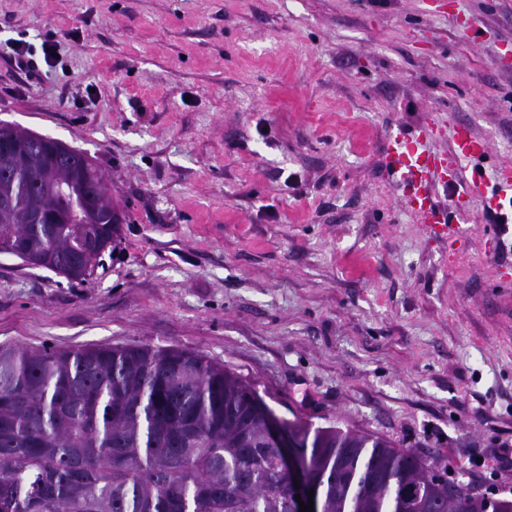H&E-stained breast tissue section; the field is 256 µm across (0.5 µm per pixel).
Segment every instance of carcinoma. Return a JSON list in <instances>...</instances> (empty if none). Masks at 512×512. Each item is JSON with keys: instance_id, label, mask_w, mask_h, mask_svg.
<instances>
[{"instance_id": "carcinoma-1", "label": "carcinoma", "mask_w": 512, "mask_h": 512, "mask_svg": "<svg viewBox=\"0 0 512 512\" xmlns=\"http://www.w3.org/2000/svg\"><path fill=\"white\" fill-rule=\"evenodd\" d=\"M112 200L108 176L44 154L0 178V247L81 261L51 219V186ZM198 352L137 345H0V512H295L267 438L271 408ZM319 486L321 512H512L436 476L415 453L359 431L286 422Z\"/></svg>"}]
</instances>
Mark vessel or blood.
Returning a JSON list of instances; mask_svg holds the SVG:
<instances>
[{"mask_svg": "<svg viewBox=\"0 0 512 512\" xmlns=\"http://www.w3.org/2000/svg\"><path fill=\"white\" fill-rule=\"evenodd\" d=\"M447 134L451 149H439L438 141ZM488 152V144L469 126L458 124L448 131L439 122L423 121L389 139L384 163L394 188L425 229L453 246L468 239L462 220L470 203L497 211L512 193V169H498L495 179L486 178ZM448 185L456 188L453 203L436 202L438 187Z\"/></svg>", "mask_w": 512, "mask_h": 512, "instance_id": "vessel-or-blood-1", "label": "vessel or blood"}]
</instances>
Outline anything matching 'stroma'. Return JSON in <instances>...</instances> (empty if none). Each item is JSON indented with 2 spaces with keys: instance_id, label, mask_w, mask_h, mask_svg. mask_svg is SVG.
I'll use <instances>...</instances> for the list:
<instances>
[{
  "instance_id": "stroma-1",
  "label": "stroma",
  "mask_w": 512,
  "mask_h": 512,
  "mask_svg": "<svg viewBox=\"0 0 512 512\" xmlns=\"http://www.w3.org/2000/svg\"><path fill=\"white\" fill-rule=\"evenodd\" d=\"M49 32L39 76L0 56V120L89 155L126 220L82 282L1 255L0 343L196 351L477 484L512 440V253L477 202L449 252L383 155L449 119L512 167V0H0L1 41Z\"/></svg>"
}]
</instances>
